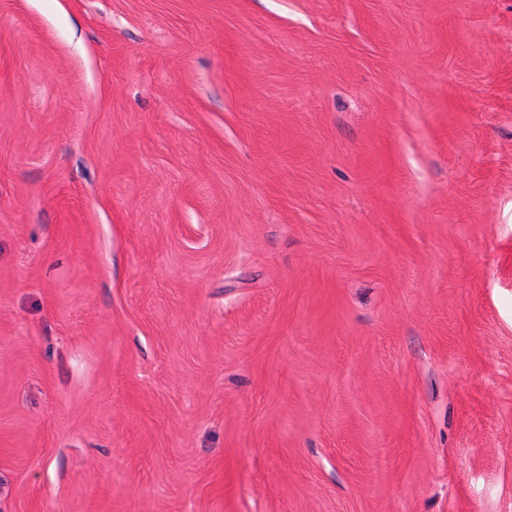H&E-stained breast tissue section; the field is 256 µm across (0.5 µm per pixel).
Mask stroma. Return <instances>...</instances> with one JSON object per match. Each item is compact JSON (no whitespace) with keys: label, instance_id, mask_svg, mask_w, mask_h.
I'll list each match as a JSON object with an SVG mask.
<instances>
[{"label":"stroma","instance_id":"obj_1","mask_svg":"<svg viewBox=\"0 0 512 512\" xmlns=\"http://www.w3.org/2000/svg\"><path fill=\"white\" fill-rule=\"evenodd\" d=\"M0 512H512V0H0Z\"/></svg>","mask_w":512,"mask_h":512}]
</instances>
